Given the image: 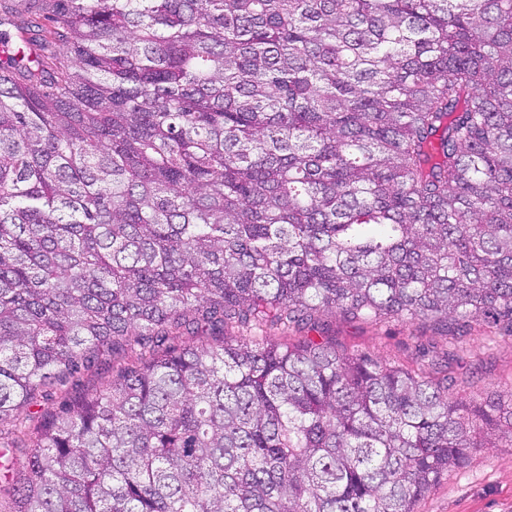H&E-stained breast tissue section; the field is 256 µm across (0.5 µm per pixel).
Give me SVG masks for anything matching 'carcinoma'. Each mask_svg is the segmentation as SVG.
<instances>
[{"label": "carcinoma", "instance_id": "1", "mask_svg": "<svg viewBox=\"0 0 512 512\" xmlns=\"http://www.w3.org/2000/svg\"><path fill=\"white\" fill-rule=\"evenodd\" d=\"M10 512H415L512 390L320 313L512 335V0H0ZM218 338L179 352L170 337ZM138 351H133L125 356H119L113 360V368L109 370H100L93 367L89 370H81L80 373L76 374L71 382L68 384V388L72 394L78 393H92L97 389L102 388L108 382L112 381L121 369L124 367H132L140 364ZM61 401V393L58 391L57 393H53L52 396H48L47 398L39 397L37 402L30 405L28 409H26L27 414L30 415V419L27 422V427H30V430L37 425V421L41 419L42 415L46 412H53L57 410L59 403Z\"/></svg>", "mask_w": 512, "mask_h": 512}]
</instances>
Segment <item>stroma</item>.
Segmentation results:
<instances>
[{"instance_id":"35a3bbf8","label":"stroma","mask_w":512,"mask_h":512,"mask_svg":"<svg viewBox=\"0 0 512 512\" xmlns=\"http://www.w3.org/2000/svg\"><path fill=\"white\" fill-rule=\"evenodd\" d=\"M325 341L337 350L366 353L414 369L421 368L417 343L442 353L455 349L465 370L460 395L482 399L512 390V337H501L495 326L472 322L467 337L449 345L442 330L431 324L402 320H351L335 312L320 316ZM418 512H512V443L483 448L461 468L444 476L418 504Z\"/></svg>"}]
</instances>
